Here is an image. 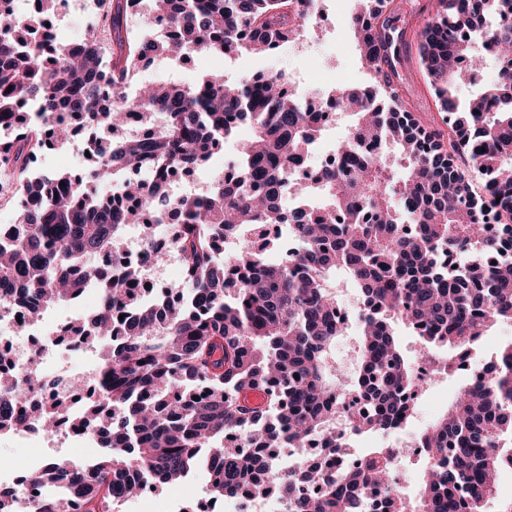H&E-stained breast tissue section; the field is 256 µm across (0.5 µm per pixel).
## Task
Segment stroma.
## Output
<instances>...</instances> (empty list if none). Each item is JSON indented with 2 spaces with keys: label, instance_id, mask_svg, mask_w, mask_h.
<instances>
[{
  "label": "stroma",
  "instance_id": "obj_1",
  "mask_svg": "<svg viewBox=\"0 0 512 512\" xmlns=\"http://www.w3.org/2000/svg\"><path fill=\"white\" fill-rule=\"evenodd\" d=\"M327 20L319 28V41L306 55H299L284 47L278 53L255 56L239 53L231 56L199 54L191 60L178 63L176 69L154 65L140 70L130 82L128 93L138 92L141 85L160 79L175 80L190 85L212 72L224 73L228 78L250 77L274 70L301 72L307 75L324 70L344 80L346 86L358 88L366 85L368 75L362 68L357 46L350 33V17L354 0H324ZM398 87L404 99L417 116L433 129L446 131L442 113L436 112L430 80L419 63L416 47H409L407 64L399 79ZM466 380L449 374L436 384L430 394L418 405L412 429L420 431L444 415L454 402ZM205 471H198L179 485L154 489L148 494L147 512H195L205 482Z\"/></svg>",
  "mask_w": 512,
  "mask_h": 512
}]
</instances>
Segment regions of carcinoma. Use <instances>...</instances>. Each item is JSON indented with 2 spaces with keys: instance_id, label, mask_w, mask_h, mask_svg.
<instances>
[{
  "instance_id": "cac0c4a2",
  "label": "carcinoma",
  "mask_w": 512,
  "mask_h": 512,
  "mask_svg": "<svg viewBox=\"0 0 512 512\" xmlns=\"http://www.w3.org/2000/svg\"><path fill=\"white\" fill-rule=\"evenodd\" d=\"M99 34L63 44L48 35L57 0H33L32 11L0 24V121L18 125L0 142V168L11 170L19 211L0 226V312L18 301L30 318L95 290L100 303L83 317L80 335L108 341L98 383L78 413L66 397L33 402L0 363V434L35 424L53 432L77 418L99 433L100 453L80 466L49 460L26 476L31 485H64L70 501H44L39 512H112V503L145 486L182 481L205 465L218 477L212 498L270 486L288 512H366L368 488L388 483L393 449L372 448L353 463L304 460L299 472L272 465L275 451L304 454L312 440L340 448L336 410L354 393L346 430L370 434L390 418L411 417L407 398L415 373L392 327L397 318L419 330L417 356L454 350L512 322V67L465 103L456 85L483 67L472 39L487 37L512 61V25L496 23L502 0H438L417 33L422 68L437 111L449 113L448 140L407 111L399 88L380 81L382 59L397 50L388 32L390 0H358L350 30L366 89L333 93L352 119L336 141L340 164L296 189L303 203L288 210L292 172L324 133L320 103L289 90L290 73H263L231 82L212 73L195 86L146 85L124 93L140 69L192 53L267 54L318 28L298 12V0H152L168 19L164 39H143L128 28L142 0H102ZM470 34L471 38L461 37ZM112 96L101 95L100 86ZM40 111L21 112L24 100ZM500 103L492 112L489 101ZM160 127L126 130L125 114ZM252 124L238 143L233 176L216 175L202 195H176L169 169L194 170L217 155L238 124ZM80 123L107 131L90 148L82 173H39L31 159L66 144ZM151 171L147 182L125 180ZM482 179L474 190L472 174ZM114 182L121 200L97 186ZM65 186H60V183ZM500 220L484 228L485 208ZM181 215L174 234L185 270L182 305L165 308L139 294L134 264L111 278L90 259L115 255L129 227L145 241L152 225ZM291 225L299 252L284 265L249 235L255 225ZM238 232L235 250L216 259V242ZM447 255L461 261L448 270ZM494 255L484 266L478 258ZM346 278L364 303L354 372L333 350L346 327L336 313L333 279ZM262 389L264 407L247 394ZM198 391L204 392L193 399ZM512 436V343L497 353L495 376L468 384L448 412L420 431L424 480L412 512H485L497 494L503 437Z\"/></svg>"
}]
</instances>
